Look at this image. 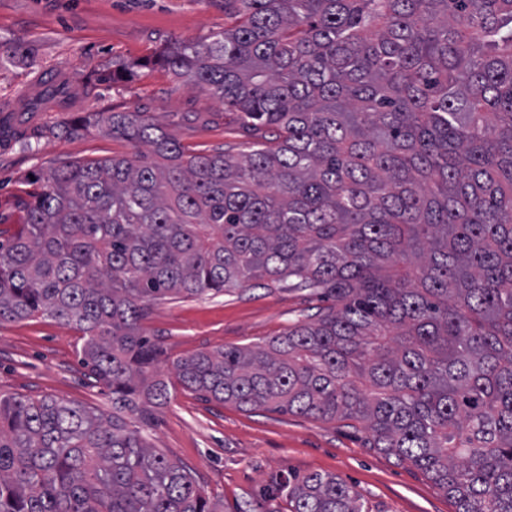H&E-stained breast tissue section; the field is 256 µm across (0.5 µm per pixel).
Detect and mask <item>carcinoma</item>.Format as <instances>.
<instances>
[{
	"instance_id": "obj_1",
	"label": "carcinoma",
	"mask_w": 512,
	"mask_h": 512,
	"mask_svg": "<svg viewBox=\"0 0 512 512\" xmlns=\"http://www.w3.org/2000/svg\"><path fill=\"white\" fill-rule=\"evenodd\" d=\"M232 24L157 64L240 114V155L148 151L26 179L0 241V322L81 333L112 416L0 395V512H217L123 413L162 404L147 304L289 283L333 304L255 347L175 361L206 401L362 421L456 512H512V0H224ZM44 83L38 106L62 103ZM288 512H372L333 474L275 486Z\"/></svg>"
}]
</instances>
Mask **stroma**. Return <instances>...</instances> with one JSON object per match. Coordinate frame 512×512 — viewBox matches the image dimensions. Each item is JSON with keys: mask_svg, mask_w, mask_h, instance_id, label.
I'll return each mask as SVG.
<instances>
[{"mask_svg": "<svg viewBox=\"0 0 512 512\" xmlns=\"http://www.w3.org/2000/svg\"><path fill=\"white\" fill-rule=\"evenodd\" d=\"M228 19L224 0H0V43L22 44L23 57L0 67V104L22 108L16 133L0 137V229L15 232L24 214L14 205L30 173L62 163L129 156L121 138L59 129L86 112H144L189 151L236 154L251 143L236 113L206 90L144 67L176 40L206 41ZM137 64L136 73L86 91L88 74ZM60 75L69 105L27 111L37 76ZM37 137L22 149V137ZM323 303L285 286L164 299L151 304L142 327L160 348L154 376L169 384V400L145 406L135 425L168 459L186 467L220 512H288L271 493L281 479L336 474L372 512H455L454 503L420 471L369 448V432L351 420L310 417L205 401L176 382L177 358L225 346L261 344L308 321ZM77 330L49 317L0 324V394L71 400L104 413L112 396L80 361Z\"/></svg>", "mask_w": 512, "mask_h": 512, "instance_id": "obj_1", "label": "stroma"}]
</instances>
